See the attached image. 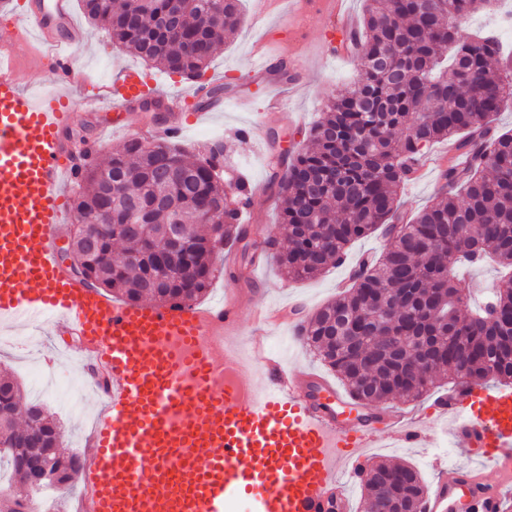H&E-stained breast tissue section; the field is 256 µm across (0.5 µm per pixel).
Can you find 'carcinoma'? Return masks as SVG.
<instances>
[{
	"label": "carcinoma",
	"mask_w": 512,
	"mask_h": 512,
	"mask_svg": "<svg viewBox=\"0 0 512 512\" xmlns=\"http://www.w3.org/2000/svg\"><path fill=\"white\" fill-rule=\"evenodd\" d=\"M358 30L365 60L353 87L329 99L310 130L312 147L286 162L279 178L281 237L265 242L286 276L305 280L342 262L348 246L377 230L387 237L347 290L305 317L303 336L359 401L417 400L439 374L512 383V276L476 310L454 268L488 255L512 270V134L492 117L512 102V55L493 32L470 35L457 18L492 0H366ZM84 14L112 41L159 69L199 77L224 34L241 23L238 0H81ZM347 35L343 44L356 41ZM474 155L465 170L443 171L435 202L407 219L397 196L413 164L440 142ZM216 157L190 159L172 144L133 139L103 164L78 170L74 210L90 241L77 242L90 285L121 301L195 302L215 278L230 242L255 244L239 222L245 184L217 173ZM219 211L224 223H206ZM176 225L181 246L154 252ZM223 230L211 243L214 228ZM430 337L416 364L382 352L385 338ZM81 458L63 448L61 427L20 385L0 379V460L14 476L3 503L53 490L21 484L19 449ZM364 512L380 487L398 512H421L426 485L410 464L372 463L360 479Z\"/></svg>",
	"instance_id": "obj_1"
}]
</instances>
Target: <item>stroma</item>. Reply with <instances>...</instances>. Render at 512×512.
I'll return each mask as SVG.
<instances>
[{
	"label": "stroma",
	"mask_w": 512,
	"mask_h": 512,
	"mask_svg": "<svg viewBox=\"0 0 512 512\" xmlns=\"http://www.w3.org/2000/svg\"><path fill=\"white\" fill-rule=\"evenodd\" d=\"M324 0H269L264 20H257L256 0H241V24L233 36L225 38L205 72L187 80L170 75L153 63L142 60L126 48L113 45L109 36L75 11L77 23L85 33L82 46L73 55L77 66L88 72L93 80L108 82L127 69L137 71L147 84L149 97L158 93L181 92L193 94L200 86L213 83L227 84L220 112L205 119H196L194 113L184 115L186 127L175 142L190 155L202 156L213 145H221L224 163L238 172L246 181L262 185L260 194L252 198L249 217L259 226L261 234L256 244H263L266 236L278 229L280 197L277 186L271 185V163L288 157L297 149L307 147L311 126L319 119L329 95L347 89L356 73L357 63L352 57L329 58L323 46L328 41L340 40L341 34L333 27V17L325 10ZM302 56L305 69L302 75L289 81L273 75V68L291 65L293 56ZM267 57L271 72L258 75L253 68L260 57ZM286 95L288 108L284 113L270 117L266 130L268 141L258 145L242 137L249 128L254 113L264 111L269 97ZM114 112H78L70 132L73 139H101L102 147L96 160H105L128 139L129 135L143 134L145 139L158 140L157 132L145 130L151 113L133 111L128 118V130L112 128ZM441 170L429 167L419 180L407 183L399 201L407 214H415L437 198L442 189ZM386 245L381 233H373L352 243L344 263L330 268L314 279L292 281L271 260L247 263L235 259L230 272L216 275L209 290L198 299L201 307L223 301L225 293L235 292L242 297V341L251 344L262 339L267 350L281 356L288 367L306 368L320 375L329 370L303 343L291 338L287 327L266 333L253 323L254 306L285 307L293 300H301L307 312H314L337 298V280L345 277L348 263L364 254H379ZM238 272L239 280H231V272ZM60 339L54 330L24 329L10 324L0 326V376L9 374L22 387H30L33 375L44 369L86 381V368H72V361L81 357L78 344H71L68 356H59L56 347ZM42 404L53 413L62 426L63 444L71 449H83L84 439L90 433L92 418L98 409V399L92 387L86 386L79 409H65L54 397H42Z\"/></svg>",
	"instance_id": "stroma-1"
}]
</instances>
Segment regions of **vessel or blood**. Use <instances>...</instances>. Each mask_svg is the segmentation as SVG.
<instances>
[{"instance_id": "b4317fda", "label": "vessel or blood", "mask_w": 512, "mask_h": 512, "mask_svg": "<svg viewBox=\"0 0 512 512\" xmlns=\"http://www.w3.org/2000/svg\"><path fill=\"white\" fill-rule=\"evenodd\" d=\"M37 46L19 62L0 41V320L30 327L51 319L89 355L103 405L80 473L92 512H345L339 474L360 477L379 434L421 447L438 434L477 456L441 466L421 512H502L512 497V390L461 382L434 402L433 417L382 412L328 379L288 369L270 354L239 358L238 301L124 304L68 275L57 228L67 220L64 183L74 179L65 135L76 109L120 111L144 101L137 73L91 81L73 64L83 35L72 0H25L13 21ZM52 63L58 90L23 94L25 67ZM158 122L183 127L182 98L165 100ZM302 308L260 310L259 324L299 334ZM178 341L186 356L172 354ZM234 366L238 387L219 382Z\"/></svg>"}]
</instances>
